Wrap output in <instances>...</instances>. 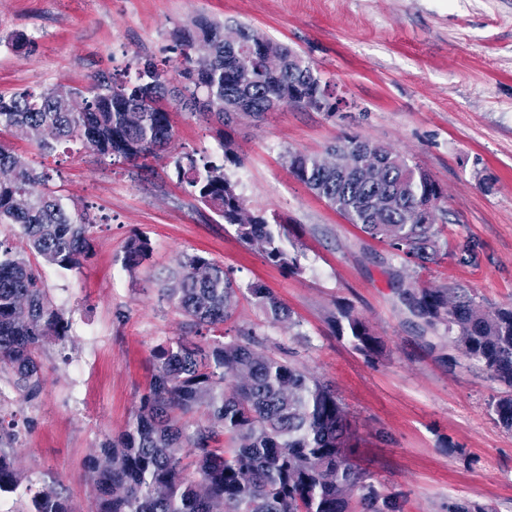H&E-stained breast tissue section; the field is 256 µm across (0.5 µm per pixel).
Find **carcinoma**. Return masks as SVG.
<instances>
[{
    "instance_id": "cac0c4a2",
    "label": "carcinoma",
    "mask_w": 512,
    "mask_h": 512,
    "mask_svg": "<svg viewBox=\"0 0 512 512\" xmlns=\"http://www.w3.org/2000/svg\"><path fill=\"white\" fill-rule=\"evenodd\" d=\"M240 44L224 45V24L199 15L173 32L178 56L159 63L136 57L135 74L102 71L83 88L64 85L22 89L0 96V128L35 142L44 156L71 144L100 159H123L146 170L172 135L169 108L224 125L227 110L246 105L255 118L281 103L318 111L333 93L317 70L288 44L239 24ZM280 51L288 62L275 76L261 66L262 48ZM355 162L375 157L378 182L357 169L329 168L322 158L288 154L294 176L323 198L348 223L384 243L393 255L420 269L442 259L435 212L443 198L436 180L381 143L351 137L338 147ZM178 178L194 198L240 239L290 273L297 258L283 246L285 226L262 214L238 220L243 198L224 165L186 154L175 161ZM0 224L20 229L15 251L0 240V374L24 399L32 397L41 369L38 354L49 338L64 340L69 323L54 305L41 277L42 263L77 269L93 248L94 223L71 211L50 188L49 171L0 143ZM150 242L131 240L125 266L146 259ZM178 286L164 289L169 307L188 318L197 336L180 337L154 353L141 405L127 430L103 440L88 458L97 512H384L389 499L365 484L352 460L351 428L336 391L292 360L262 355L253 328L238 338L207 336L231 319L241 287L231 273L197 253L181 255ZM399 295L423 327L448 331V342L480 364L505 395L488 403L494 421L512 430V305L486 308L464 288L417 289L398 283ZM247 291L272 324L291 313L259 283ZM339 337L366 355L380 341L350 308L333 317ZM200 417H194V414ZM192 458L187 473L185 458ZM19 476L0 448V493L14 492ZM28 512H72L53 490L30 491ZM448 512H491L458 500Z\"/></svg>"
}]
</instances>
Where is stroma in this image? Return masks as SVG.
<instances>
[{"label":"stroma","mask_w":512,"mask_h":512,"mask_svg":"<svg viewBox=\"0 0 512 512\" xmlns=\"http://www.w3.org/2000/svg\"><path fill=\"white\" fill-rule=\"evenodd\" d=\"M201 13L294 47L343 108L330 117L288 106L222 129L172 110L173 136L138 178L129 163L82 151L40 157L31 141L0 131V142L53 168L52 188L95 223L81 268H41L70 329L40 351L39 393L22 398L0 376V413L18 423L6 449L22 476L0 507L26 512L31 484L61 492L73 512H95L87 459L127 430L154 352L192 331L162 298L187 251L223 265L243 288L262 283L290 310L291 321L270 323L243 291L222 332L256 328L260 353L292 356L332 384L354 461L379 496L393 498L394 512H448L459 499L512 512V432L488 411L500 387L479 365L448 364L446 330H423L393 287L402 279L465 288L486 307L512 303V0H0V95L81 87L138 54L171 57L172 31ZM20 34L34 51L11 47ZM348 137L384 144L440 184L437 222L449 254L439 264H407L293 176L289 152L322 157ZM224 139L239 157L227 177L248 211L287 222L300 273L248 249L179 184L175 160H221ZM137 235L151 251L130 271L122 257ZM467 242L475 261L460 258ZM342 306L381 339L380 354L337 336L331 319Z\"/></svg>","instance_id":"35a3bbf8"}]
</instances>
